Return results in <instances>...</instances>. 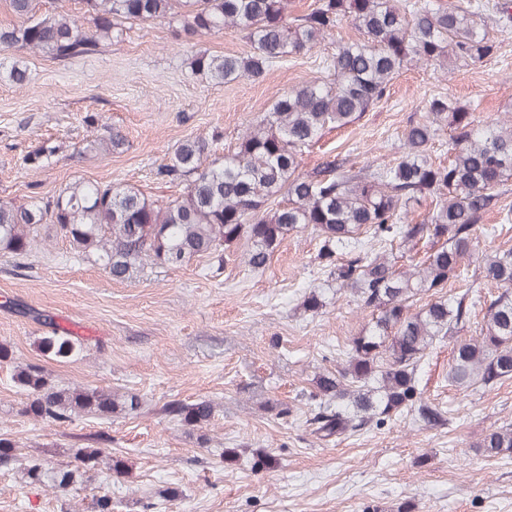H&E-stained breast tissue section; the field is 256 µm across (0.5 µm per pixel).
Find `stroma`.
Here are the masks:
<instances>
[{
    "label": "stroma",
    "mask_w": 512,
    "mask_h": 512,
    "mask_svg": "<svg viewBox=\"0 0 512 512\" xmlns=\"http://www.w3.org/2000/svg\"><path fill=\"white\" fill-rule=\"evenodd\" d=\"M357 36L343 25L306 54L231 84L192 71L172 23H133L121 43L69 60L0 52V199L45 197L77 180L177 196L179 186L157 176L168 153L214 133L231 148L277 91L326 76L337 43ZM491 36L495 48L479 63L446 75L422 64L403 69L374 109L304 149L302 170L333 158L392 164L404 128L423 119L437 95L471 106L483 123L512 118V30ZM14 66L25 70L24 85L11 80ZM88 113L120 126L125 145L106 156L84 151ZM43 144L57 149L52 164L24 166L23 156ZM472 241L468 270L450 276L443 295L465 289L483 255L512 248V223L490 211ZM247 249L241 240L223 262L196 256L176 268L148 265L122 282L59 238L20 260L0 257V344L11 352L0 363V437L46 469L76 448L123 459L127 473L100 474L73 492L83 505L110 497L112 512H143L149 501L156 512H512V460L479 447L489 430L512 424V379L490 391L457 390L448 382L450 344L436 345L419 373L423 399L443 410L447 425L406 417L325 442L310 434L307 406L285 422L264 411L265 400L299 399L317 374L335 371L371 314L347 293L321 313L301 309L307 287L327 275L315 234L289 233L259 271L248 267ZM39 313L68 324L83 351L43 354ZM26 364L62 387L137 393L140 405L109 419L47 425L20 412L26 397L11 374ZM208 399L216 408L205 429L164 414L169 402ZM228 448L236 457H225ZM264 451L275 465L254 467ZM166 490L177 498L164 502ZM64 501L29 483L21 463L0 467V512H65Z\"/></svg>",
    "instance_id": "35a3bbf8"
}]
</instances>
